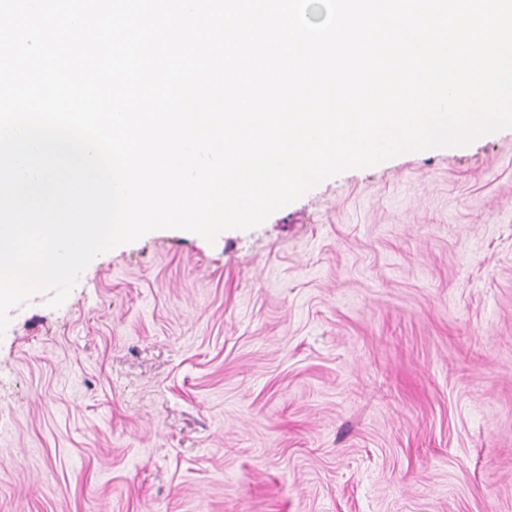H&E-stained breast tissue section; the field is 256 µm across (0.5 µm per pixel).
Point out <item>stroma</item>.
<instances>
[{
    "mask_svg": "<svg viewBox=\"0 0 512 512\" xmlns=\"http://www.w3.org/2000/svg\"><path fill=\"white\" fill-rule=\"evenodd\" d=\"M49 298L0 335V512H512V128Z\"/></svg>",
    "mask_w": 512,
    "mask_h": 512,
    "instance_id": "obj_1",
    "label": "stroma"
}]
</instances>
